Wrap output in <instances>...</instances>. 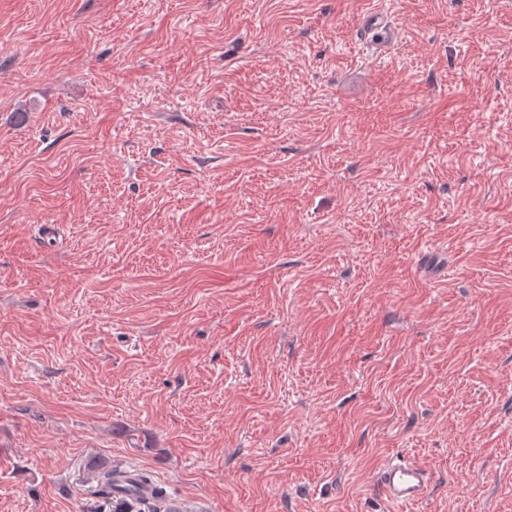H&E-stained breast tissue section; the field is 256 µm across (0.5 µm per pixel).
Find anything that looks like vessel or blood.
<instances>
[{"label": "vessel or blood", "instance_id": "b4317fda", "mask_svg": "<svg viewBox=\"0 0 512 512\" xmlns=\"http://www.w3.org/2000/svg\"><path fill=\"white\" fill-rule=\"evenodd\" d=\"M112 471V495L116 499L147 501L153 497L155 484L143 481L135 467L116 464ZM375 484L391 505H407L425 498L431 486V476L413 462L397 459L385 462L378 469Z\"/></svg>", "mask_w": 512, "mask_h": 512}]
</instances>
